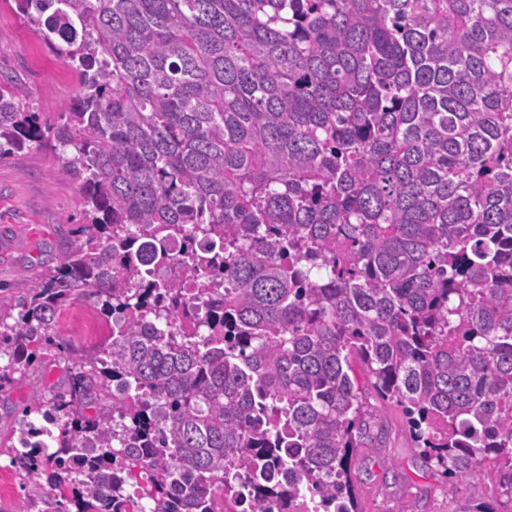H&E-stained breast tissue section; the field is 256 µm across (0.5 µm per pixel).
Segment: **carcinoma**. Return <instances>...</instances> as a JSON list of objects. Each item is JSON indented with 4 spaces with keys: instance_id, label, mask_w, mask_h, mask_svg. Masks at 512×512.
Returning a JSON list of instances; mask_svg holds the SVG:
<instances>
[{
    "instance_id": "carcinoma-1",
    "label": "carcinoma",
    "mask_w": 512,
    "mask_h": 512,
    "mask_svg": "<svg viewBox=\"0 0 512 512\" xmlns=\"http://www.w3.org/2000/svg\"><path fill=\"white\" fill-rule=\"evenodd\" d=\"M14 2L81 77L55 122L0 80V159L56 152L82 215L0 298V386L68 362L16 418L28 499L363 512L353 456L395 407L454 512H512V0ZM143 254L171 277L140 287ZM77 295L119 326L99 356L55 331ZM495 467L487 461L480 474L475 477L469 487L468 494L477 501H488L495 491Z\"/></svg>"
}]
</instances>
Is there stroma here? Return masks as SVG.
Wrapping results in <instances>:
<instances>
[{"mask_svg":"<svg viewBox=\"0 0 512 512\" xmlns=\"http://www.w3.org/2000/svg\"><path fill=\"white\" fill-rule=\"evenodd\" d=\"M0 76L19 78L28 91L24 103L31 112L58 115L78 94L80 77L46 45L41 33L24 21L14 0H0ZM77 182L61 169L57 156L34 144L21 157L0 160V285L19 292L30 287L47 268L56 266L64 241L81 222L76 207ZM91 299H75L57 315L56 331L66 339L75 357L97 354L108 341L107 332L84 335L77 317L93 311ZM65 364L32 366L15 374L0 389V512H48V500L26 501L29 479L14 467L3 443L14 426L15 413L31 391L61 381ZM389 419L394 431L389 447L367 448L359 470L364 512H390L399 498L395 487L383 488L381 463L393 459L413 491L422 492L421 512H453L454 495L440 472L422 466L399 412Z\"/></svg>","mask_w":512,"mask_h":512,"instance_id":"stroma-1","label":"stroma"}]
</instances>
